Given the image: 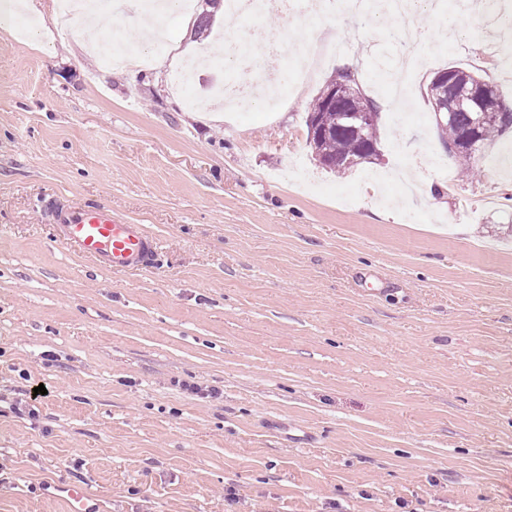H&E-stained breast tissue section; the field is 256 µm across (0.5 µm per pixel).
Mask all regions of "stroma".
Here are the masks:
<instances>
[{
  "instance_id": "35a3bbf8",
  "label": "stroma",
  "mask_w": 512,
  "mask_h": 512,
  "mask_svg": "<svg viewBox=\"0 0 512 512\" xmlns=\"http://www.w3.org/2000/svg\"><path fill=\"white\" fill-rule=\"evenodd\" d=\"M35 3L0 30V512H68L66 483L102 512H512V130L463 177L427 95L458 66L512 100V34L473 39L458 0L382 24L330 12L316 32L302 4L220 10L202 33L197 0L161 49L129 42L169 60L133 76L74 61L85 33ZM449 17L458 37L411 45L423 64L392 106L389 29ZM243 29L300 51L342 30L380 160L338 175L311 155L332 57L277 108L210 106ZM201 49L222 66L175 88ZM95 204L159 240L154 268L60 242L52 208Z\"/></svg>"
}]
</instances>
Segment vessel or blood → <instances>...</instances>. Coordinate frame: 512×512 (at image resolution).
Listing matches in <instances>:
<instances>
[{
	"label": "vessel or blood",
	"instance_id": "1",
	"mask_svg": "<svg viewBox=\"0 0 512 512\" xmlns=\"http://www.w3.org/2000/svg\"><path fill=\"white\" fill-rule=\"evenodd\" d=\"M53 219L62 232L63 243L77 247L109 270H139L151 267L159 253L157 239L142 225L129 223L111 211L92 205L57 208ZM69 512H98L85 489L62 486Z\"/></svg>",
	"mask_w": 512,
	"mask_h": 512
}]
</instances>
